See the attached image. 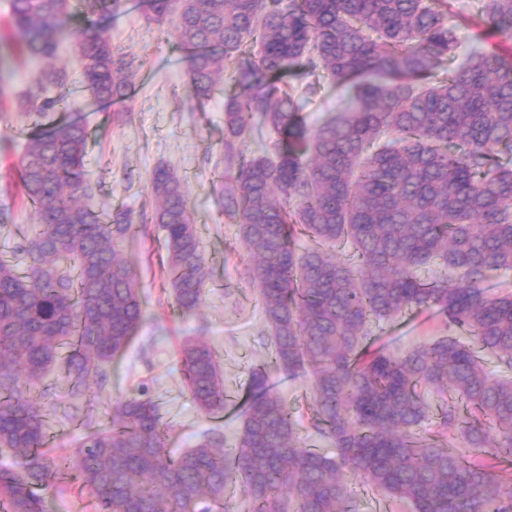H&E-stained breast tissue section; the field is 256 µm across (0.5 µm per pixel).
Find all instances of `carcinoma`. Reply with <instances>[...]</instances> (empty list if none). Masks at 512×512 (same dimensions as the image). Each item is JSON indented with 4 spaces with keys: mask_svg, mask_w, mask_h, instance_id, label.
<instances>
[{
    "mask_svg": "<svg viewBox=\"0 0 512 512\" xmlns=\"http://www.w3.org/2000/svg\"><path fill=\"white\" fill-rule=\"evenodd\" d=\"M86 19L124 0H10L18 40L0 37V105L8 55L44 64L14 98L39 118L68 102L55 59L73 6ZM472 19L512 36V0H471ZM186 58L201 104L230 71L224 104V214L247 247L274 360L313 377V427L334 448L302 446L286 401L252 374L236 447L208 437L179 455L165 448L154 402L112 404L73 459L46 455L49 420L29 397L60 359L80 393L105 375L140 326L136 271L116 249L131 212L82 203L86 128L62 123L31 139L19 161L22 196L43 230L0 259V468L4 512H46L42 492L76 469L100 512H212L229 485L251 512H357L353 481L411 512H512V476L456 450L512 458V380L493 379L478 351L442 336L411 349H371V325L438 308L448 330L512 362V291L489 276L512 269V62L478 45L459 55L448 0H153ZM220 45L223 52L209 50ZM83 85L101 101L124 96L131 67L112 42L73 34ZM448 61L445 75L430 81ZM303 80L281 87L284 78ZM366 78L348 107L309 129L303 106L320 79ZM56 90L45 96L47 88ZM276 138L258 156L245 135ZM153 214L165 233L169 285L183 314L202 302L205 267L186 188L153 172ZM67 354H62V350ZM183 377L199 409L224 410L211 347L188 340ZM436 393L437 429L421 430Z\"/></svg>",
    "mask_w": 512,
    "mask_h": 512,
    "instance_id": "1",
    "label": "carcinoma"
}]
</instances>
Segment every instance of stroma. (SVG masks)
Instances as JSON below:
<instances>
[{"label": "stroma", "mask_w": 512, "mask_h": 512, "mask_svg": "<svg viewBox=\"0 0 512 512\" xmlns=\"http://www.w3.org/2000/svg\"><path fill=\"white\" fill-rule=\"evenodd\" d=\"M149 0H138L135 10L105 13L94 22L115 51L132 61L133 71L124 97L98 101L81 82V65L69 35L86 28V20L71 16L64 28L57 66L65 68L70 95L65 109L35 119L16 106L0 114V205L8 204L12 222L0 226V258H11L22 235L35 227L33 211L19 190V157L28 140L56 122L76 120L88 131L84 177L95 191L89 205L111 213L131 211L133 238L120 248L136 267L144 318L128 349L106 367L105 381L93 384L83 396L92 406L97 426L109 423L111 404L140 393L157 405L167 427L168 448L195 447L203 437L217 432L225 447H235L242 424L241 413L226 410L206 414L198 410L183 385L179 350L187 339H201L214 349L222 370L225 391L244 403L255 369H263L272 391L294 410V422L306 447L329 452L328 443L311 424L310 385L307 376L292 377L274 362L258 290L247 262L237 224L224 215L218 189L224 174V102L232 84L217 80L209 100L197 103L187 94L188 51L166 26L150 22ZM468 0H451L447 23L461 48L482 42L485 48L512 58V37L479 27L468 20ZM348 84L325 82L321 97L307 103L302 113L309 127L349 102ZM165 166L186 186L194 225L207 274L199 309L181 314L166 281L162 260L163 233L152 223L155 202L151 176ZM377 344L404 350L448 333V319L438 309L407 313L372 327ZM47 395L42 406H54L50 416L51 455H72L83 427L62 410L72 401V381L63 367H52L41 384ZM49 512H98L95 497L69 475L48 494Z\"/></svg>", "instance_id": "stroma-1"}]
</instances>
